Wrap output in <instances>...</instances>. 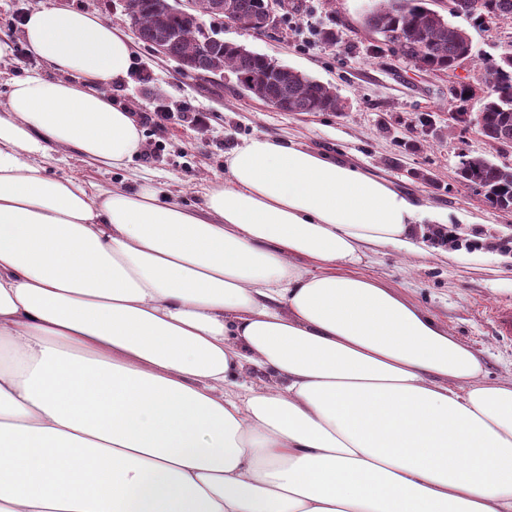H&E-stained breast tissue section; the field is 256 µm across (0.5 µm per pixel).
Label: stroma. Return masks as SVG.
<instances>
[{
    "instance_id": "stroma-1",
    "label": "stroma",
    "mask_w": 512,
    "mask_h": 512,
    "mask_svg": "<svg viewBox=\"0 0 512 512\" xmlns=\"http://www.w3.org/2000/svg\"><path fill=\"white\" fill-rule=\"evenodd\" d=\"M39 0H0V39L14 51L0 62V104L9 83L38 67L25 53L22 17ZM300 11L281 18L258 35L225 24L226 42L264 54L280 64L333 86L342 108L337 112H280L243 94L233 74L219 81L181 73L175 61L135 42L128 76L112 85L113 101L132 112H207L208 130L171 121L145 128L147 150L127 168L100 170L75 152L61 155L53 170L105 187L134 190L164 184L174 200L198 203L206 186L224 175V154L252 136L294 142L341 160L356 162L427 207L447 213L455 239L442 243L432 224L420 229L429 254L409 256L388 248L371 255L361 274L383 279L424 309L449 335L482 359L485 378L512 381V345L498 341L489 321L477 311L482 302L512 299V213L492 207L457 176L460 153L484 156L512 166V148L491 146L479 129L458 120L459 109L475 111L483 94L486 60L512 49V22L481 23L459 16L453 23L470 36L474 63L448 75L414 67L384 47L363 18L375 0H301ZM333 30L335 41L320 37ZM471 84L475 99L465 107L451 102L448 86ZM463 254L464 262L443 260V252Z\"/></svg>"
}]
</instances>
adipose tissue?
I'll use <instances>...</instances> for the list:
<instances>
[{"label": "adipose tissue", "mask_w": 512, "mask_h": 512, "mask_svg": "<svg viewBox=\"0 0 512 512\" xmlns=\"http://www.w3.org/2000/svg\"><path fill=\"white\" fill-rule=\"evenodd\" d=\"M23 36L55 76L0 108V512H512V382L357 271L447 215L265 137L192 207L52 174L145 151L133 48L53 0Z\"/></svg>", "instance_id": "adipose-tissue-1"}]
</instances>
